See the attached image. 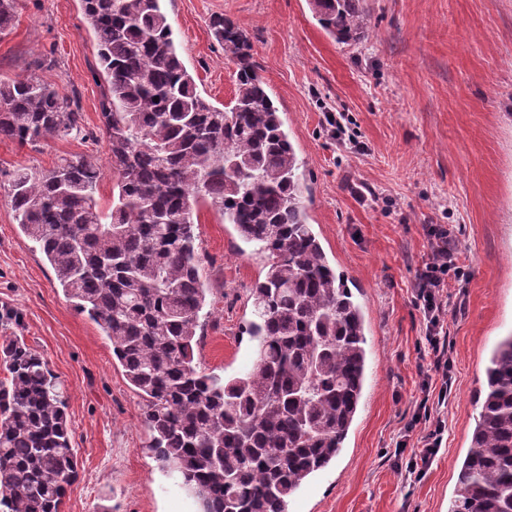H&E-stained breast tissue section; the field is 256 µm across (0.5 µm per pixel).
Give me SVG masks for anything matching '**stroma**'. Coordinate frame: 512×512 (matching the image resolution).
<instances>
[{
  "mask_svg": "<svg viewBox=\"0 0 512 512\" xmlns=\"http://www.w3.org/2000/svg\"><path fill=\"white\" fill-rule=\"evenodd\" d=\"M162 6L186 68L214 106L233 99L237 66L211 23L228 18L246 34L304 162L310 222L330 261L360 288L368 317L360 412L340 456L289 497L288 512H448L481 410L487 356L512 332V0H365L368 27L356 45L330 38L307 0ZM46 57L55 61L46 78L77 100L83 129L35 146L0 142V309L20 313L17 335L42 354L67 396L79 476L64 512H198L150 451L143 401L110 340L71 308L12 209V173L37 174L76 155L101 167L96 199L112 203L106 81L80 0H18L12 30L0 35V75L24 74ZM330 111L349 116L358 146L338 143ZM430 224L451 226L469 283L448 291L453 363L442 447L414 479L405 475L412 450L397 442L425 428L414 288ZM196 234L211 290L200 366L220 376L248 371L254 348L241 330L262 261L212 208L201 209Z\"/></svg>",
  "mask_w": 512,
  "mask_h": 512,
  "instance_id": "1",
  "label": "stroma"
}]
</instances>
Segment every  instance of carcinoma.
Returning <instances> with one entry per match:
<instances>
[{"instance_id": "1", "label": "carcinoma", "mask_w": 512, "mask_h": 512, "mask_svg": "<svg viewBox=\"0 0 512 512\" xmlns=\"http://www.w3.org/2000/svg\"><path fill=\"white\" fill-rule=\"evenodd\" d=\"M340 44L366 32L364 0H308ZM162 0H81L107 79L102 126L117 195L76 156L16 173V220L64 295L112 341L143 400L149 448L202 512H288V498L344 448L365 383L366 318L309 223L303 162L257 74L245 33L213 21L238 66L230 105L205 99L177 52ZM17 0H0V34ZM0 79V140L80 129L82 112L39 71ZM159 101H153V98ZM209 206L259 246L245 334L252 370L194 363L207 289L194 226ZM0 512H62L78 475L61 384L22 336L0 346ZM479 419L448 512H512V334L493 349Z\"/></svg>"}]
</instances>
